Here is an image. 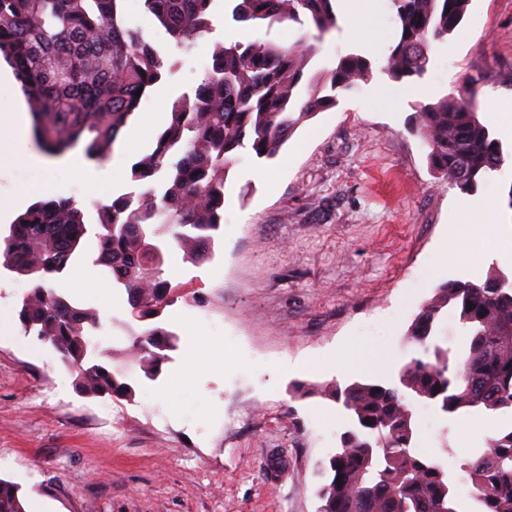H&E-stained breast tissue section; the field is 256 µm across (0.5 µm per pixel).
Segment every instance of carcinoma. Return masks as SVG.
<instances>
[{"mask_svg":"<svg viewBox=\"0 0 512 512\" xmlns=\"http://www.w3.org/2000/svg\"><path fill=\"white\" fill-rule=\"evenodd\" d=\"M124 0H0V54L28 99L38 144L60 156L81 141L91 160L106 157L148 90L172 72L166 55L126 24ZM170 42L189 51L212 30L214 0H143ZM337 0H233L231 18L255 29L283 22L310 24L318 37L339 28ZM470 0H392L394 42L383 73L396 82L420 78L430 47L452 35ZM315 47H281L261 39L219 45L210 74L174 103L153 149L130 169L145 197L121 194L89 222L73 198L38 201L0 237V269L28 277L20 323L50 344L77 373L85 397L135 394L123 372L105 361L95 332L98 314L55 288V282L97 243L92 262L124 290L131 317L157 319L178 287L162 278L163 246L173 239L191 263L206 259L224 219V182L241 151L271 159L295 128L336 106L373 77L372 61L357 52L300 84ZM475 90L421 105L413 128L429 147L432 167L469 193L501 170V141L480 120ZM456 311L466 342L456 350L433 337L445 310ZM415 354L398 382L332 384L321 396L340 404L348 425L340 448L323 467L318 512H458L457 481L469 486L474 512H512V427L495 430L461 461L455 479L416 447L407 397L451 417L481 410L512 415V276L493 269L478 282L437 288L410 324ZM174 334L153 325L131 343L134 362L154 380ZM379 392H374V389ZM370 419L366 425L363 420ZM0 512H24L18 486L0 479Z\"/></svg>","mask_w":512,"mask_h":512,"instance_id":"obj_1","label":"carcinoma"}]
</instances>
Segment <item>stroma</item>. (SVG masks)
I'll use <instances>...</instances> for the list:
<instances>
[{"instance_id":"1","label":"stroma","mask_w":512,"mask_h":512,"mask_svg":"<svg viewBox=\"0 0 512 512\" xmlns=\"http://www.w3.org/2000/svg\"><path fill=\"white\" fill-rule=\"evenodd\" d=\"M211 33L186 52L168 49L173 73L131 118L169 119L194 93L216 44L236 42L228 0H214ZM390 0H363L355 18L374 34L373 77L334 108L301 124L277 157L241 151L224 186V222L201 263L179 260L165 276L179 291L159 318L176 339L156 380L123 350L133 321L123 290L94 269L108 295L87 288L78 302L100 317L103 345L124 368L133 400L87 398L50 344L24 333L17 301L26 277L0 274V479L18 485L41 512H317L319 466L335 454L346 418L321 396L293 398L296 381H396L415 347L404 334L438 286L512 272V159L473 193L436 179L428 148L411 130L418 103L474 87L478 115L512 148V0H471L465 21L433 44L422 78L394 82L382 69L393 41ZM285 22L268 34L283 46L316 42L307 68L331 69L357 49L347 33L314 41ZM0 177V203L25 192L49 198L63 166L18 163ZM493 201L486 210L484 201ZM463 205L493 235L473 243L474 260L450 263L444 245ZM417 446L459 475L461 422L482 447L486 420L448 419L411 401Z\"/></svg>"}]
</instances>
